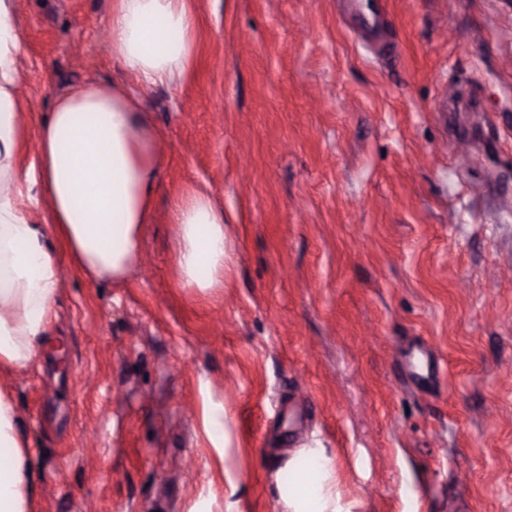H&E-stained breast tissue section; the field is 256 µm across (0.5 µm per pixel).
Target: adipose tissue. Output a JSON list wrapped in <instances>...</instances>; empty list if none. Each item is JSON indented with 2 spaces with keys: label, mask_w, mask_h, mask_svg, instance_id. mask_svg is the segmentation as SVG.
<instances>
[{
  "label": "adipose tissue",
  "mask_w": 512,
  "mask_h": 512,
  "mask_svg": "<svg viewBox=\"0 0 512 512\" xmlns=\"http://www.w3.org/2000/svg\"><path fill=\"white\" fill-rule=\"evenodd\" d=\"M199 18L188 0H112L109 45L140 87L174 83L196 56ZM22 49L12 0H0V372L40 358L61 288L57 251L89 277L119 281L139 263L145 224L164 165L165 133L139 99L118 87L77 85L56 97L48 118L30 123L20 94ZM32 153L28 165L19 157ZM46 204V223L32 218ZM181 287L201 292L224 282V212L210 193L174 199ZM23 421L0 386V512H35L41 492ZM295 478L280 487L284 512H344L322 448L288 461Z\"/></svg>",
  "instance_id": "ef3b65f1"
}]
</instances>
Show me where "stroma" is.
Segmentation results:
<instances>
[{"label": "stroma", "instance_id": "stroma-1", "mask_svg": "<svg viewBox=\"0 0 512 512\" xmlns=\"http://www.w3.org/2000/svg\"><path fill=\"white\" fill-rule=\"evenodd\" d=\"M191 75L122 283L61 260L48 344L8 383L36 512H282L297 448L346 512H512V0H193ZM111 0H14L30 111L121 82ZM224 212V285L180 287L172 199ZM223 404L225 454L201 419Z\"/></svg>", "mask_w": 512, "mask_h": 512}]
</instances>
